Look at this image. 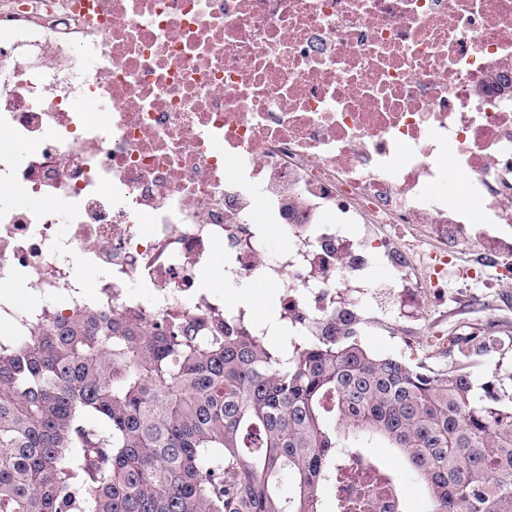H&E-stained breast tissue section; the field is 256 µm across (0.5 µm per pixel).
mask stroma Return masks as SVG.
<instances>
[{
	"label": "stroma",
	"instance_id": "35a3bbf8",
	"mask_svg": "<svg viewBox=\"0 0 512 512\" xmlns=\"http://www.w3.org/2000/svg\"><path fill=\"white\" fill-rule=\"evenodd\" d=\"M197 281L201 289L223 290L225 306L237 307V299L243 295L257 317L278 310L279 288L225 285L218 265L201 269ZM354 308L361 318L359 341L366 349L413 366L450 367L452 359L447 347L437 341V333L457 335L463 323L484 332L485 344L464 367L476 387L487 388L498 397L512 394V279L500 283L490 279L476 285L455 276L445 290L400 318L392 317L389 302L380 298L359 297Z\"/></svg>",
	"mask_w": 512,
	"mask_h": 512
}]
</instances>
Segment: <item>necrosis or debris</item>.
Returning a JSON list of instances; mask_svg holds the SVG:
<instances>
[{
	"label": "necrosis or debris",
	"mask_w": 512,
	"mask_h": 512,
	"mask_svg": "<svg viewBox=\"0 0 512 512\" xmlns=\"http://www.w3.org/2000/svg\"><path fill=\"white\" fill-rule=\"evenodd\" d=\"M500 75L512 0H0V322L19 286L65 312L221 307L295 335L371 293L380 257L403 308L447 287L437 260L510 269ZM217 258L225 283L279 288L275 322L198 287ZM336 495L408 509L369 458Z\"/></svg>",
	"instance_id": "obj_1"
}]
</instances>
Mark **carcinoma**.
Listing matches in <instances>:
<instances>
[{
    "instance_id": "1",
    "label": "carcinoma",
    "mask_w": 512,
    "mask_h": 512,
    "mask_svg": "<svg viewBox=\"0 0 512 512\" xmlns=\"http://www.w3.org/2000/svg\"><path fill=\"white\" fill-rule=\"evenodd\" d=\"M359 323L340 307L270 347L216 309L42 311L0 335V512H322L343 449L374 442L430 512H512V405L365 349ZM372 453L383 456L392 466L397 476L405 484L408 495L411 499L412 512H425L421 509L426 507V496L423 487L415 479L411 470L406 465L400 453L392 448H368Z\"/></svg>"
}]
</instances>
